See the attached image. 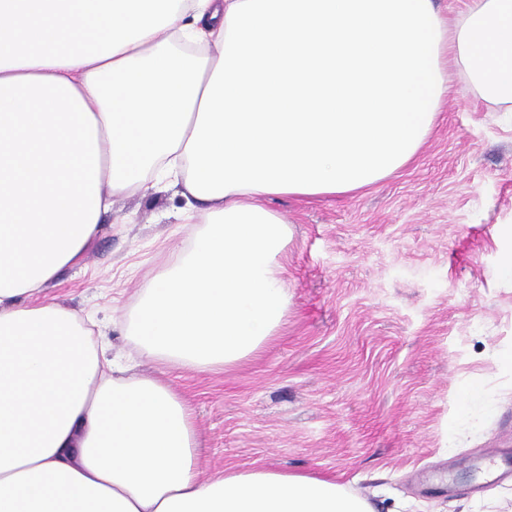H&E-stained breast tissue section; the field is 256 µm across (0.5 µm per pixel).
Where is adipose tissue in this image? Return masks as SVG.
<instances>
[{"label": "adipose tissue", "instance_id": "1", "mask_svg": "<svg viewBox=\"0 0 512 512\" xmlns=\"http://www.w3.org/2000/svg\"><path fill=\"white\" fill-rule=\"evenodd\" d=\"M452 66L512 104V0L452 24L433 0H0V512H372L308 475L202 478L186 401L109 375L94 321L41 295L113 198L175 189L182 222L207 224L129 333L199 370L254 354L289 304L292 232L269 200L410 164Z\"/></svg>", "mask_w": 512, "mask_h": 512}]
</instances>
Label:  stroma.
<instances>
[{"instance_id": "1", "label": "stroma", "mask_w": 512, "mask_h": 512, "mask_svg": "<svg viewBox=\"0 0 512 512\" xmlns=\"http://www.w3.org/2000/svg\"><path fill=\"white\" fill-rule=\"evenodd\" d=\"M407 167L358 193L270 199L291 226L288 315L256 353L201 371L142 359L135 308L184 224L173 191L115 198L47 299L106 327L113 355L171 385L203 477L256 467L331 477L374 512H512V112L463 80ZM477 387L460 442L448 426Z\"/></svg>"}]
</instances>
